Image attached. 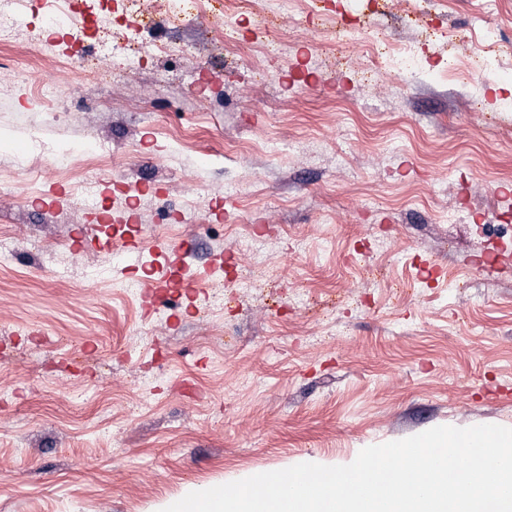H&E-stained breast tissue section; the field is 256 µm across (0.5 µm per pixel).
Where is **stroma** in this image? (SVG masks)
<instances>
[{
	"label": "stroma",
	"mask_w": 512,
	"mask_h": 512,
	"mask_svg": "<svg viewBox=\"0 0 512 512\" xmlns=\"http://www.w3.org/2000/svg\"><path fill=\"white\" fill-rule=\"evenodd\" d=\"M301 2L271 21L263 81L196 21L157 23L155 43L193 51L133 72L57 33L100 84L44 60L39 26L0 48V139L21 144L0 149V512H154L192 484L347 465L436 426L512 428V266L483 230L512 225V0ZM349 25L418 41L424 69L324 58ZM489 29L497 75L450 78L449 52ZM102 143L112 174L83 210ZM219 254L262 276L212 312ZM187 276L164 310L116 286Z\"/></svg>",
	"instance_id": "35a3bbf8"
}]
</instances>
